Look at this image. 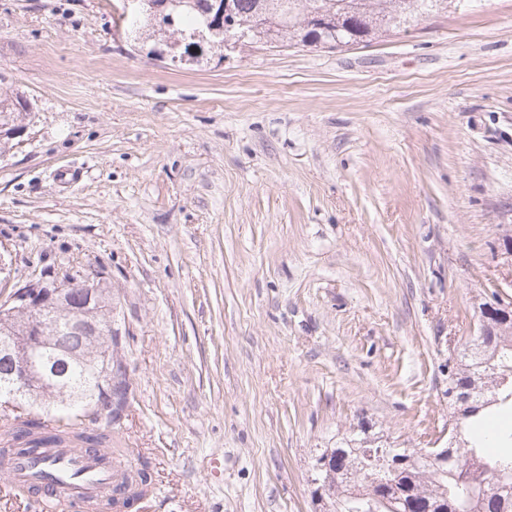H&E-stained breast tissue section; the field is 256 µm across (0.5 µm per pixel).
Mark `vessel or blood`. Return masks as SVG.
I'll list each match as a JSON object with an SVG mask.
<instances>
[{
	"instance_id": "obj_1",
	"label": "vessel or blood",
	"mask_w": 512,
	"mask_h": 512,
	"mask_svg": "<svg viewBox=\"0 0 512 512\" xmlns=\"http://www.w3.org/2000/svg\"><path fill=\"white\" fill-rule=\"evenodd\" d=\"M109 454L106 448H34L10 463L11 485L18 491H36L40 512H69L78 504L87 512H99L103 499L122 478Z\"/></svg>"
}]
</instances>
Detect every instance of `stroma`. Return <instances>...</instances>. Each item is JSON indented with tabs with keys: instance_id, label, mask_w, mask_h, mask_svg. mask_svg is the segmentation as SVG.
<instances>
[{
	"instance_id": "stroma-1",
	"label": "stroma",
	"mask_w": 512,
	"mask_h": 512,
	"mask_svg": "<svg viewBox=\"0 0 512 512\" xmlns=\"http://www.w3.org/2000/svg\"><path fill=\"white\" fill-rule=\"evenodd\" d=\"M123 0H0L11 285L103 268L132 397L135 512H315L319 452L448 426V348L512 293V0L343 50L194 62ZM33 109V103L27 97L14 92L11 87H0V127L9 125L6 130H19L21 125H16L15 120L20 118L21 112L27 116L30 114L27 112H33ZM21 121L22 119H19V122ZM129 478L131 485L135 484V487H137V491L130 495H123L120 498L113 496L102 504V511H111L112 509H115V511H129L132 509L134 504L149 491L152 482L150 466L148 464L141 465L132 477L129 475Z\"/></svg>"
}]
</instances>
